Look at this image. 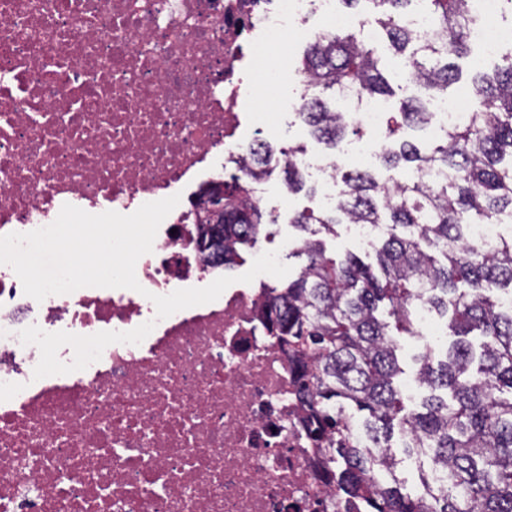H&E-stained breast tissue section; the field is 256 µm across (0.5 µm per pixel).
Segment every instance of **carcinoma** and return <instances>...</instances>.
<instances>
[{
	"label": "carcinoma",
	"mask_w": 512,
	"mask_h": 512,
	"mask_svg": "<svg viewBox=\"0 0 512 512\" xmlns=\"http://www.w3.org/2000/svg\"><path fill=\"white\" fill-rule=\"evenodd\" d=\"M364 1L403 57L399 80L428 98L445 93L458 77L451 59L468 52L469 0H420L431 23L427 37L407 21L415 0L342 3ZM298 71L310 78L300 117L330 149L358 129L326 96L395 95L376 50L349 32L329 31L309 43ZM471 91L478 107L468 122L427 146L395 139L382 150L386 168L409 164L416 176L388 185L370 170L347 172L335 210L288 216L306 263L286 288L268 290L263 320L299 367L323 479L341 497L359 500L363 512H512V308L501 304L512 295V235L490 247L468 239L470 224L512 219V49L493 74L475 71ZM431 119L421 99L404 100L391 115L390 135ZM303 152L288 149L282 169L292 193L314 192L291 162ZM242 192L236 182L218 190L224 223L200 224L199 244L222 248L227 268L273 223ZM338 224L385 225L376 265L327 255L318 234H334ZM419 300L449 318L455 340L442 359L430 350L419 357L414 378L430 394L421 409L407 411L395 384L403 370L394 332L414 334ZM474 332L483 337L477 347L468 339ZM349 419L360 422L367 445L350 438ZM395 435L419 460L423 493L414 498L396 474ZM433 466L448 473V483L432 480Z\"/></svg>",
	"instance_id": "cac0c4a2"
}]
</instances>
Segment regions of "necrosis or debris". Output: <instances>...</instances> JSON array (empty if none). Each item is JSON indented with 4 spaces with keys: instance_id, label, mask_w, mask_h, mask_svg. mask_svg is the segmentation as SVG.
I'll list each match as a JSON object with an SVG mask.
<instances>
[{
    "instance_id": "necrosis-or-debris-1",
    "label": "necrosis or debris",
    "mask_w": 512,
    "mask_h": 512,
    "mask_svg": "<svg viewBox=\"0 0 512 512\" xmlns=\"http://www.w3.org/2000/svg\"><path fill=\"white\" fill-rule=\"evenodd\" d=\"M487 52L512 45L502 0H470ZM350 31L336 0H0V236L52 224L63 205L134 213L179 195L140 291L83 287L43 301L0 264V512H349L322 481L287 354L268 336L262 289L157 319L151 295L204 287L224 265L199 246L208 193L248 180L267 115L250 111L248 58L279 57L309 18ZM342 101L388 138L375 104ZM154 321L87 368L34 379L21 330L89 336Z\"/></svg>"
}]
</instances>
